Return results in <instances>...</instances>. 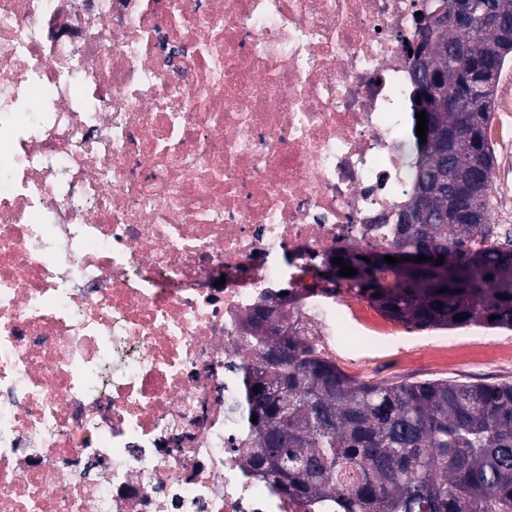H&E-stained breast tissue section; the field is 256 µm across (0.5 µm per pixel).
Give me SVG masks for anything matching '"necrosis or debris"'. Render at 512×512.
I'll use <instances>...</instances> for the list:
<instances>
[{
  "label": "necrosis or debris",
  "instance_id": "4bbe7bcc",
  "mask_svg": "<svg viewBox=\"0 0 512 512\" xmlns=\"http://www.w3.org/2000/svg\"><path fill=\"white\" fill-rule=\"evenodd\" d=\"M418 0H0V512H332L247 462L246 319L410 197Z\"/></svg>",
  "mask_w": 512,
  "mask_h": 512
}]
</instances>
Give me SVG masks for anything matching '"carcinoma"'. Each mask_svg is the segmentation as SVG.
Segmentation results:
<instances>
[{
    "instance_id": "1",
    "label": "carcinoma",
    "mask_w": 512,
    "mask_h": 512,
    "mask_svg": "<svg viewBox=\"0 0 512 512\" xmlns=\"http://www.w3.org/2000/svg\"><path fill=\"white\" fill-rule=\"evenodd\" d=\"M490 2L496 13L438 27L413 52L415 94L425 80L461 111L427 126L413 150L411 201L396 214L392 240L372 246L383 256H441L443 265L405 273L384 261L336 276L387 318L421 330L512 328V236L492 224L496 154L487 135L512 62L504 35L512 0ZM481 57L501 66L478 104L468 67ZM404 216L416 223L399 222ZM274 310L271 323L267 307L249 316L243 343L259 357L247 389L253 447L262 450L253 464L285 493L333 502L336 512H512V383L358 381L297 335L281 306Z\"/></svg>"
}]
</instances>
